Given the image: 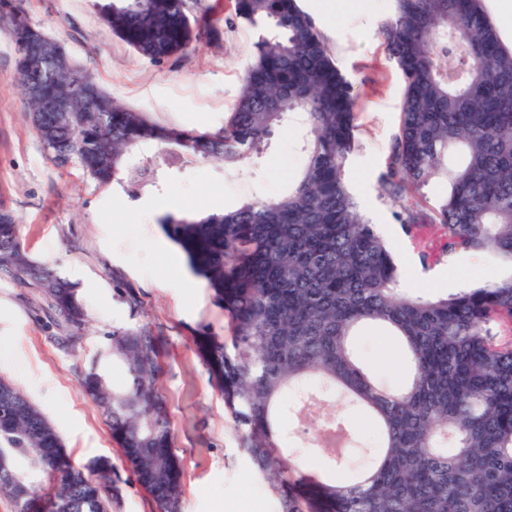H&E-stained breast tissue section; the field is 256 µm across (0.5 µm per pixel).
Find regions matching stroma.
I'll return each instance as SVG.
<instances>
[{
	"label": "stroma",
	"mask_w": 512,
	"mask_h": 512,
	"mask_svg": "<svg viewBox=\"0 0 512 512\" xmlns=\"http://www.w3.org/2000/svg\"><path fill=\"white\" fill-rule=\"evenodd\" d=\"M355 3L354 9L329 17L313 0H300L354 87L356 148L347 165L354 194L406 270L405 287L425 295L452 293L497 275L490 258L471 253L422 267V254L440 250L439 231L420 241L407 237L394 219L397 203L379 196L378 180L398 129L403 82L381 34L391 0ZM24 10L33 28L60 41L71 64L94 76L117 102L185 130L223 127L256 40L252 28L231 22V0H200L192 13L205 16L209 36L159 62L121 40L95 0H24ZM15 61L11 29L0 24V209L15 217L30 259L73 285L88 321L81 328L67 324L42 288L19 284L0 271V377L43 409L76 463L110 461L119 488L110 512H157L133 480L102 408L80 384L107 333L118 327L149 330L160 338L156 385L166 399L182 464V512H278L277 496L240 448L239 432L198 351L202 331L228 336L224 311L166 237L161 214L150 205L173 195L174 214L198 216L285 190L300 169L299 122L274 132L259 166L242 171L217 162H164L155 185L134 193L124 184H99L76 163L60 166L49 159L13 79ZM354 349L381 381L402 384L403 353L382 328L362 327ZM298 402V393H288L289 410L280 417L290 437L286 456L316 476H347L349 465H336L315 449L332 408L315 412L300 434L291 412Z\"/></svg>",
	"instance_id": "35a3bbf8"
}]
</instances>
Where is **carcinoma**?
<instances>
[{
  "instance_id": "obj_1",
  "label": "carcinoma",
  "mask_w": 512,
  "mask_h": 512,
  "mask_svg": "<svg viewBox=\"0 0 512 512\" xmlns=\"http://www.w3.org/2000/svg\"><path fill=\"white\" fill-rule=\"evenodd\" d=\"M392 2L382 37L404 90L379 194L401 203L395 217L407 236L440 227L435 262L469 252L512 267V47L483 0ZM195 3L108 0L100 9L113 32L160 61L189 45ZM19 14L13 0H0L18 52L32 33ZM234 19L256 30L271 23L278 34L258 36L234 111L213 132L156 124L29 54L14 78L49 159L75 161L101 184L140 187L156 179L151 158L129 164L145 143L160 144L171 164L240 167L261 157L276 127L301 120V166L287 192L160 220L229 318L230 340L202 336L200 350L241 447L272 482L280 512H512V274L434 297L401 288V268L346 179L357 128L352 84L313 20L298 0H234ZM30 84L72 101L70 128L53 126ZM436 183L444 193L429 215L423 189ZM0 270L39 284L71 325L84 322L74 289L30 260L14 221L0 224ZM364 324L387 328L402 346L405 385L390 388L363 367L352 340ZM107 361L126 367L125 389L110 387ZM159 369L152 336L115 329L83 386L105 407L113 439L158 512H180L181 466L155 386ZM310 381L378 426L369 453L350 433L338 447L321 431L318 446L333 461H367L347 480L313 476L284 456L283 398ZM2 396L9 406L0 413V457L29 479L19 497L1 471L0 497L15 512H108L116 491L109 461L76 465L51 422L0 377ZM40 448L64 467L42 473Z\"/></svg>"
}]
</instances>
